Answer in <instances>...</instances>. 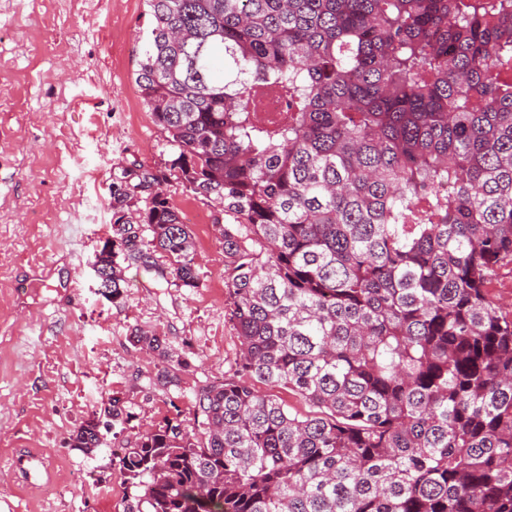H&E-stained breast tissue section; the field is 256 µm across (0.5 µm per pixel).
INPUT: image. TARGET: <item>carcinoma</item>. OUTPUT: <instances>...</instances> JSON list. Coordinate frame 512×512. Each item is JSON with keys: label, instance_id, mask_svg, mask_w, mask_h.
Instances as JSON below:
<instances>
[{"label": "carcinoma", "instance_id": "obj_1", "mask_svg": "<svg viewBox=\"0 0 512 512\" xmlns=\"http://www.w3.org/2000/svg\"><path fill=\"white\" fill-rule=\"evenodd\" d=\"M146 2L137 84L179 155L138 186L220 207L248 377L122 446L146 512H512V319L487 295L512 262V0ZM132 199L112 183V302L119 257L198 287L169 197L137 222Z\"/></svg>", "mask_w": 512, "mask_h": 512}]
</instances>
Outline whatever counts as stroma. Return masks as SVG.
Returning <instances> with one entry per match:
<instances>
[{
    "label": "stroma",
    "instance_id": "1",
    "mask_svg": "<svg viewBox=\"0 0 512 512\" xmlns=\"http://www.w3.org/2000/svg\"><path fill=\"white\" fill-rule=\"evenodd\" d=\"M150 21L146 0H0V512H129L143 489L119 468L121 444L168 420L191 427L198 389L237 373L207 199L166 187L194 234L197 287L127 265L119 303L98 291L113 181L179 154L136 83ZM138 330L184 360L177 384L157 385ZM112 397L127 421L94 454L69 447ZM33 453L51 471L34 487L19 464Z\"/></svg>",
    "mask_w": 512,
    "mask_h": 512
}]
</instances>
